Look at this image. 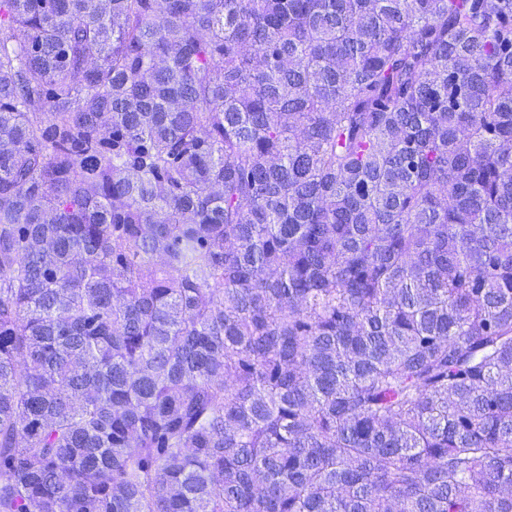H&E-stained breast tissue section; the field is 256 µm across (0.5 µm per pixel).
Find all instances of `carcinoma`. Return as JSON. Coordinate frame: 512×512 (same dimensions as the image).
I'll list each match as a JSON object with an SVG mask.
<instances>
[{
    "mask_svg": "<svg viewBox=\"0 0 512 512\" xmlns=\"http://www.w3.org/2000/svg\"><path fill=\"white\" fill-rule=\"evenodd\" d=\"M2 31L0 512H512V0Z\"/></svg>",
    "mask_w": 512,
    "mask_h": 512,
    "instance_id": "1",
    "label": "carcinoma"
}]
</instances>
